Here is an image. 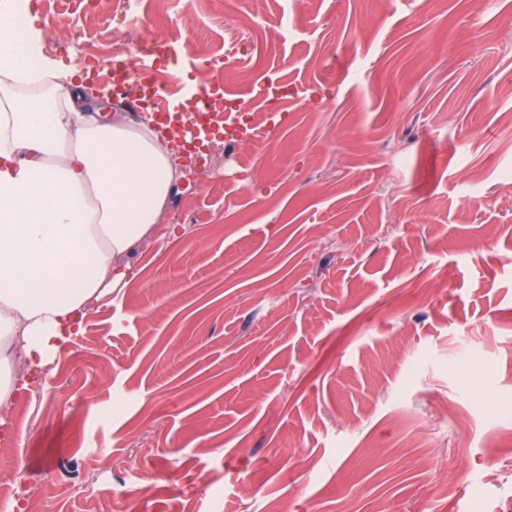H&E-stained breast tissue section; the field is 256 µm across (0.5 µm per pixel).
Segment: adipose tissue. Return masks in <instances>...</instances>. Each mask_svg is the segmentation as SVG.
Instances as JSON below:
<instances>
[{"mask_svg": "<svg viewBox=\"0 0 512 512\" xmlns=\"http://www.w3.org/2000/svg\"><path fill=\"white\" fill-rule=\"evenodd\" d=\"M28 0H0V406L30 387L93 306L125 287L180 175L152 113L103 119L44 50Z\"/></svg>", "mask_w": 512, "mask_h": 512, "instance_id": "adipose-tissue-1", "label": "adipose tissue"}]
</instances>
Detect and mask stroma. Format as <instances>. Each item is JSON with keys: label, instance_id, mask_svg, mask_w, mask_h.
Masks as SVG:
<instances>
[{"label": "stroma", "instance_id": "35a3bbf8", "mask_svg": "<svg viewBox=\"0 0 512 512\" xmlns=\"http://www.w3.org/2000/svg\"><path fill=\"white\" fill-rule=\"evenodd\" d=\"M30 8L79 70L141 57L89 0ZM124 12L185 46L155 72L174 100L219 87L270 132L209 144L0 411V512H512V0Z\"/></svg>", "mask_w": 512, "mask_h": 512}]
</instances>
